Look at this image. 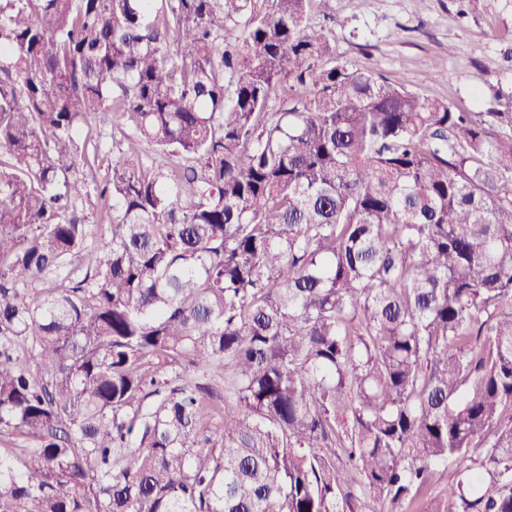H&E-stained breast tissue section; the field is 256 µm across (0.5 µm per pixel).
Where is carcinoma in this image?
Instances as JSON below:
<instances>
[{"label":"carcinoma","mask_w":512,"mask_h":512,"mask_svg":"<svg viewBox=\"0 0 512 512\" xmlns=\"http://www.w3.org/2000/svg\"><path fill=\"white\" fill-rule=\"evenodd\" d=\"M155 2L0 0V512H512V113L337 63L330 0ZM101 132V149L99 150L98 166L101 177L110 172L112 155L118 152V148L124 149L127 135L117 127V122L112 116H102L93 121V133ZM88 197L83 205L82 216L85 218V224H89L94 230V234L89 237L88 245L91 249L95 246V239L104 232L106 224L101 221L99 211L96 207V193L94 186L90 185Z\"/></svg>","instance_id":"obj_1"}]
</instances>
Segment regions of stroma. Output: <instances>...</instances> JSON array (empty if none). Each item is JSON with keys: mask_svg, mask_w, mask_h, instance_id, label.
<instances>
[{"mask_svg": "<svg viewBox=\"0 0 512 512\" xmlns=\"http://www.w3.org/2000/svg\"><path fill=\"white\" fill-rule=\"evenodd\" d=\"M337 62L460 112L512 98V0H330Z\"/></svg>", "mask_w": 512, "mask_h": 512, "instance_id": "1", "label": "stroma"}]
</instances>
